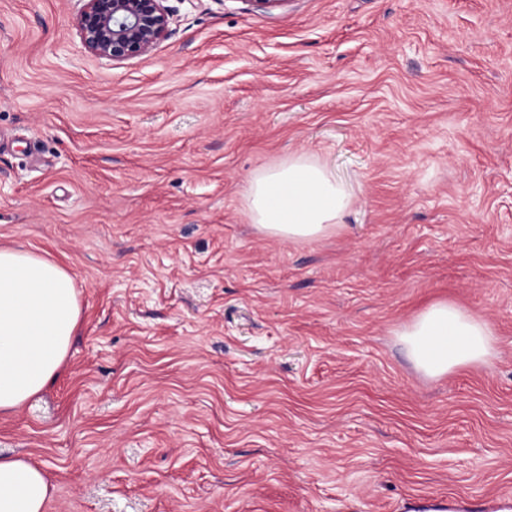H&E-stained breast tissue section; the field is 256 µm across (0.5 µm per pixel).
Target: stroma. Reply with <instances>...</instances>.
I'll return each mask as SVG.
<instances>
[{"label": "stroma", "instance_id": "1", "mask_svg": "<svg viewBox=\"0 0 512 512\" xmlns=\"http://www.w3.org/2000/svg\"><path fill=\"white\" fill-rule=\"evenodd\" d=\"M173 32L88 54L80 0H0V247L73 277L53 382L0 413L45 512H424L512 494V0H166ZM355 195L338 232H259L293 153ZM437 301L487 364L430 378ZM397 335L409 360L428 377L486 362L496 351L492 326L448 301L431 304Z\"/></svg>", "mask_w": 512, "mask_h": 512}]
</instances>
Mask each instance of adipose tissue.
<instances>
[{"mask_svg":"<svg viewBox=\"0 0 512 512\" xmlns=\"http://www.w3.org/2000/svg\"><path fill=\"white\" fill-rule=\"evenodd\" d=\"M245 199L259 231L291 242L336 232L355 202L327 163L303 153L253 173ZM79 315L64 268L22 247L0 248V412L17 410L55 377ZM399 336L409 360L429 377L488 361L497 342L489 323L447 301L431 304ZM49 495L41 468L0 456V512H45Z\"/></svg>","mask_w":512,"mask_h":512,"instance_id":"1","label":"adipose tissue"}]
</instances>
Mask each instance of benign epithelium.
Here are the masks:
<instances>
[{
    "instance_id": "benign-epithelium-1",
    "label": "benign epithelium",
    "mask_w": 512,
    "mask_h": 512,
    "mask_svg": "<svg viewBox=\"0 0 512 512\" xmlns=\"http://www.w3.org/2000/svg\"><path fill=\"white\" fill-rule=\"evenodd\" d=\"M75 25L89 54L120 64L150 55L170 34L165 0H82Z\"/></svg>"
}]
</instances>
